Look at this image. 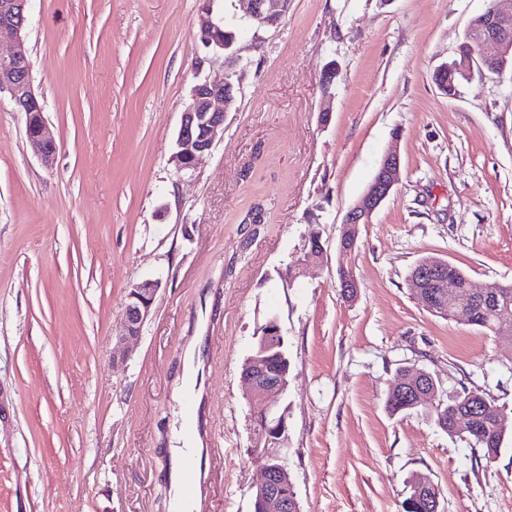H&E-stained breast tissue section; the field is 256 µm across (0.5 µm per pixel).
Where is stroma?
<instances>
[{
  "mask_svg": "<svg viewBox=\"0 0 512 512\" xmlns=\"http://www.w3.org/2000/svg\"><path fill=\"white\" fill-rule=\"evenodd\" d=\"M486 6L289 0L258 29L239 0H218L229 58L202 47L199 0H29L25 48L58 154L43 166L1 94L0 512H173L172 386L196 336L204 491L216 512H251L260 470L240 372L272 319L288 347L281 454L300 512H406L415 472L438 486L440 512H512V339L432 314L410 280L436 256L482 288L512 283V70H474L453 97L433 81ZM230 72L223 140L177 174L193 86ZM394 140L401 180L340 251ZM314 236L320 261L294 275ZM343 269L359 283L350 302ZM145 279L161 282L152 312L113 363L128 288ZM404 367L430 372L441 401L494 400L497 459L432 408L391 413Z\"/></svg>",
  "mask_w": 512,
  "mask_h": 512,
  "instance_id": "stroma-1",
  "label": "stroma"
}]
</instances>
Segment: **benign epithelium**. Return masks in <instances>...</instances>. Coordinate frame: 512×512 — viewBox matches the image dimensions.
<instances>
[{"label": "benign epithelium", "instance_id": "obj_1", "mask_svg": "<svg viewBox=\"0 0 512 512\" xmlns=\"http://www.w3.org/2000/svg\"><path fill=\"white\" fill-rule=\"evenodd\" d=\"M240 2L245 16L260 28L278 23L288 10V0ZM501 2L493 0L479 18L471 19L461 59L456 61L464 72H470L475 65L492 72L507 67V57L512 53V8H503ZM27 3L28 0H0V44L16 46L12 53L0 54V94H9L14 104L25 111L27 140L36 149L42 163L51 167L56 160L57 146L44 118V104L33 88L29 60L23 49L28 22ZM215 4L216 0H202L199 38L205 48L218 52L225 50L224 18L218 14ZM488 45L496 46L497 52L484 54L483 49ZM236 92L237 88L228 76L221 82L203 81L192 88L190 102L182 113L176 151L172 156L176 172L194 170L200 159L224 138L226 110L217 108L216 104L229 101ZM399 174L400 155L393 146L385 152L366 193L347 211L340 248L347 250L354 246L356 238L352 228L370 223L373 213L397 184ZM414 282L419 288L418 298L429 310L448 294V280L429 268L415 276ZM160 286L159 281L146 279L128 289L123 327L114 336L120 359L124 360L131 354L133 343L138 340L151 314ZM282 340V329L274 321L271 331L263 337L258 354L249 356L241 371L249 404H260L268 419L258 431V437L254 438L257 447L262 449L258 458L261 479L252 486L251 493L252 508L257 512H299L294 485L280 456L281 447L287 441L286 417L275 411L272 404V397L285 392L288 387V382L282 377L271 374L269 365L270 351L281 347ZM393 390L401 393L406 408L413 409L434 399L438 387L430 374L418 371L412 384L400 383ZM426 486L429 490L424 493L412 487L406 512H439L438 489L430 479L426 480Z\"/></svg>", "mask_w": 512, "mask_h": 512}]
</instances>
